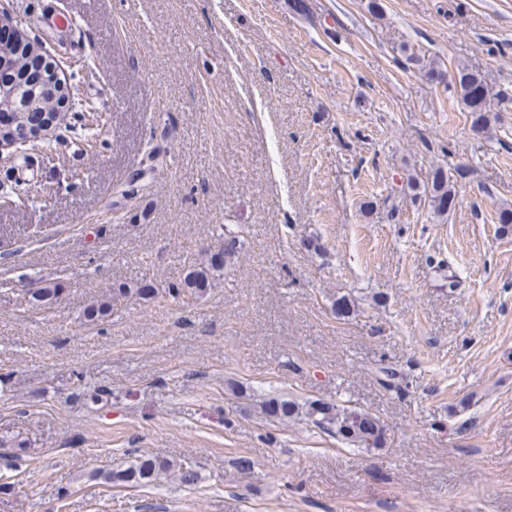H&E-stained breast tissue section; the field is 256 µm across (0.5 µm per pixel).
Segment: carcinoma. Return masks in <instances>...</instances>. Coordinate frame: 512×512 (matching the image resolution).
<instances>
[{"label": "carcinoma", "mask_w": 512, "mask_h": 512, "mask_svg": "<svg viewBox=\"0 0 512 512\" xmlns=\"http://www.w3.org/2000/svg\"><path fill=\"white\" fill-rule=\"evenodd\" d=\"M20 63L14 80L4 79L8 91L17 99L29 98L30 77L28 69L34 60L25 54L13 56ZM456 84L463 105L473 117L472 124L478 126L486 121L488 102L484 83L478 75L464 69L457 74ZM455 184L440 168L433 172L429 201L434 213L442 216L455 207ZM241 244L238 233L224 230V246L210 255L205 263L192 264L185 270L183 278L168 285L167 294L176 299L185 294H200L211 287V282L224 271L227 261L236 253ZM60 289L51 280H37V286L29 290L30 302L35 307H47L57 302ZM130 289L119 287L112 289L108 296L89 304L83 311L88 322L98 321L112 312L114 306L127 297ZM264 413L268 417L285 420L298 411V405L279 396L269 397L263 401ZM306 415L324 430H330L342 440L358 448H380L385 444L386 432L378 418L366 410L340 406L336 403L314 400L308 404ZM173 473L183 486H192L200 478L199 472L191 466L174 465L166 459L144 455L126 468L110 472L106 478L118 484L147 485L159 476Z\"/></svg>", "instance_id": "cac0c4a2"}]
</instances>
